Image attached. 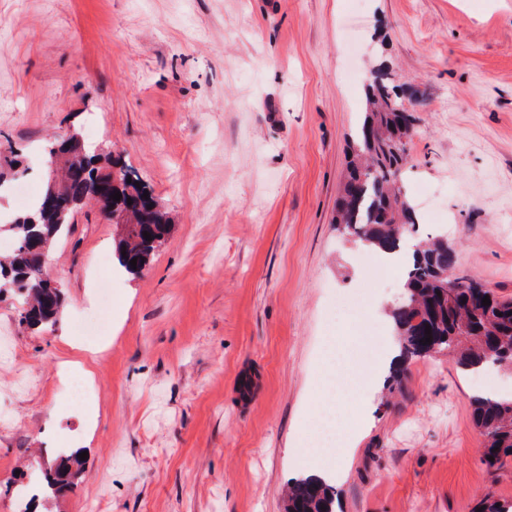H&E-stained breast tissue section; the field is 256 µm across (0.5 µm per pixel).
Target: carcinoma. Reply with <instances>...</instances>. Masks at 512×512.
<instances>
[{
	"label": "carcinoma",
	"mask_w": 512,
	"mask_h": 512,
	"mask_svg": "<svg viewBox=\"0 0 512 512\" xmlns=\"http://www.w3.org/2000/svg\"><path fill=\"white\" fill-rule=\"evenodd\" d=\"M365 91L366 112L351 136L347 175L333 223L355 242L410 255L403 272L402 299L390 311L401 357V364L390 367V386L400 385L407 365L431 351L453 355L467 372L496 367L512 372V297L490 289V305L472 298L474 289L485 283L455 273L456 252L440 237L417 240L413 248L407 247L419 223L399 183L409 164L407 144L418 118L401 111L404 99L389 65L370 69ZM79 147L78 135L73 133L45 148L49 160L65 154L74 159L59 164L60 179L46 183L38 208L9 224L15 246L8 259L0 260V286L21 298L19 321L28 326L57 321L62 298L58 289L50 287L51 275L40 255L48 254L69 230L77 209L93 203L97 187L121 193L120 200L112 201L113 211L131 218L116 245L118 264L126 271L140 272L171 231L167 212L146 186H136L128 169L109 156L104 163L93 153L81 157ZM145 232L151 240L143 237ZM428 326L429 335L425 334ZM472 407L474 425L483 437L481 461L500 470L512 459V393L477 396ZM80 466L75 454L61 458L44 473L41 488L54 494L70 486ZM337 501L338 492L330 480L300 476L288 483L286 512H335ZM479 507L482 512H512V500L489 494Z\"/></svg>",
	"instance_id": "obj_1"
}]
</instances>
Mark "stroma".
Returning a JSON list of instances; mask_svg holds the SVG:
<instances>
[{
  "label": "stroma",
  "mask_w": 512,
  "mask_h": 512,
  "mask_svg": "<svg viewBox=\"0 0 512 512\" xmlns=\"http://www.w3.org/2000/svg\"><path fill=\"white\" fill-rule=\"evenodd\" d=\"M387 59L420 122L402 190L421 233L446 231L457 272L512 296V0H0V142L41 193L43 147L78 133L119 156L172 230L140 273L112 258L117 225L83 207L46 266L64 297L54 326L19 323L0 295L14 372L0 395V512L60 456L85 453L73 489L36 512H284L305 467L293 444L315 415L329 343L384 353L387 319L362 335L337 295L384 278L337 231L348 141L371 61ZM112 282L100 339L81 344L93 280ZM94 353L95 393L60 391ZM255 388L242 398L239 382ZM362 389L343 425L342 512H473L512 499V464L481 461L471 401L479 377L445 354L412 361L402 391Z\"/></svg>",
  "instance_id": "obj_1"
}]
</instances>
